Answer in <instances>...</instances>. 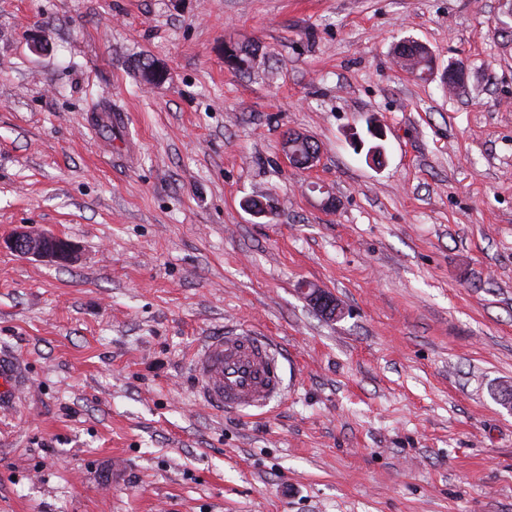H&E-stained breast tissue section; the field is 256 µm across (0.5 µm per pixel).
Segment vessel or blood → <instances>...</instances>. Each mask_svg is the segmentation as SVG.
Returning <instances> with one entry per match:
<instances>
[{
	"label": "vessel or blood",
	"mask_w": 512,
	"mask_h": 512,
	"mask_svg": "<svg viewBox=\"0 0 512 512\" xmlns=\"http://www.w3.org/2000/svg\"><path fill=\"white\" fill-rule=\"evenodd\" d=\"M282 351L247 330L208 336L191 363L196 395L220 410L261 409L283 392Z\"/></svg>",
	"instance_id": "1"
}]
</instances>
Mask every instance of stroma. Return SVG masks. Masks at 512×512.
<instances>
[{"label":"stroma","mask_w":512,"mask_h":512,"mask_svg":"<svg viewBox=\"0 0 512 512\" xmlns=\"http://www.w3.org/2000/svg\"><path fill=\"white\" fill-rule=\"evenodd\" d=\"M24 225L76 260L17 256ZM237 324L282 348L263 415L194 398ZM0 356V512H512V0H0ZM238 47L239 44L235 42L225 43L224 62L228 66L229 63L233 64L235 61L233 70L237 72H245L251 67V56L255 54L256 49L253 48L252 45H242L238 54ZM419 46H422L424 50H428L427 47L422 43H416ZM403 51L398 56L399 58L404 57L406 60L411 61L412 69H415L417 73L421 76L427 72H430L433 69V57L430 52H426L423 50L413 49V46L407 47L403 46ZM415 53L417 56H415ZM290 132V131H289ZM288 132V133H289ZM287 133V134H288ZM286 134V135H287ZM313 138L307 134L297 131H291L288 136L284 137L282 143V152L290 159L294 160L293 165L299 169H310L317 166L321 156V147L319 149L311 148L308 153H294L293 147L304 141H312ZM301 291L304 298L326 318L334 320L341 315V307L329 291L308 283L302 285Z\"/></svg>","instance_id":"stroma-1"}]
</instances>
